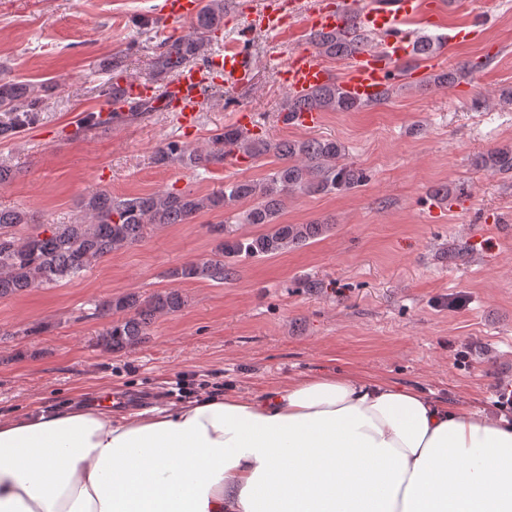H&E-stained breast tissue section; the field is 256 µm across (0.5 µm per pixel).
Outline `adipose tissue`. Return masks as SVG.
<instances>
[{
  "label": "adipose tissue",
  "instance_id": "ef3b65f1",
  "mask_svg": "<svg viewBox=\"0 0 512 512\" xmlns=\"http://www.w3.org/2000/svg\"><path fill=\"white\" fill-rule=\"evenodd\" d=\"M0 512H512V413L338 373L8 417Z\"/></svg>",
  "mask_w": 512,
  "mask_h": 512
}]
</instances>
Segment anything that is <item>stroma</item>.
I'll return each mask as SVG.
<instances>
[{
    "label": "stroma",
    "instance_id": "obj_1",
    "mask_svg": "<svg viewBox=\"0 0 512 512\" xmlns=\"http://www.w3.org/2000/svg\"><path fill=\"white\" fill-rule=\"evenodd\" d=\"M161 2L0 0V78L53 87L37 124L0 141V162L17 171L0 185V208L70 224L96 191L207 195L231 181H264L275 157L204 169L153 161L168 141L207 148L244 111L254 132L273 141L336 140L368 180L351 191L289 197L281 223L322 220L330 231L271 257L237 258L221 284L165 276L210 256L208 227L224 216L204 212L112 252L78 278L0 299V418L91 404L102 393L130 408L166 406L182 372L243 394L337 370L451 405L483 406L512 390V174L475 165L512 142V104L500 98L512 87V0H457L441 27L411 24L413 37L439 38L445 26L484 17L479 39L443 45L437 56L440 70L467 63L472 76L442 87L397 84L385 103L323 113L312 129L279 119L289 97L279 68L308 45L302 16L310 0H295L285 37L259 26L266 0H228L224 39L245 35L253 77L205 88L193 135L163 110L80 128L86 112L111 109L100 85L145 76L161 42L190 32L191 21L161 18ZM441 186L447 196H435ZM170 289L186 304L157 317L145 343L101 350L105 322L94 316L95 302ZM29 327L37 335H26ZM464 344L475 347L466 367L451 351Z\"/></svg>",
    "mask_w": 512,
    "mask_h": 512
}]
</instances>
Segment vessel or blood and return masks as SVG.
I'll return each mask as SVG.
<instances>
[{
	"instance_id": "obj_1",
	"label": "vessel or blood",
	"mask_w": 512,
	"mask_h": 512,
	"mask_svg": "<svg viewBox=\"0 0 512 512\" xmlns=\"http://www.w3.org/2000/svg\"><path fill=\"white\" fill-rule=\"evenodd\" d=\"M422 8V0H389L385 5L365 6L359 0H316L306 24L314 30L333 31L344 28L354 18L362 27L382 35V47L357 53L341 81L349 96L370 101L390 84L409 80V73L400 71L398 64L413 51L407 25L419 16ZM198 9V0H162L160 11L167 19L187 20ZM285 11L284 0H274L263 18L267 31L280 37L285 35ZM253 69L252 58L244 47L231 44L212 56L205 68H181L177 79L166 89L151 84H127L123 91L130 98L162 100L166 111L176 113L179 124L187 129L196 125L203 86L222 83L227 76L240 82L250 81ZM280 73L285 89L294 97L306 95L332 78L331 72L307 49L294 53L281 66Z\"/></svg>"
}]
</instances>
